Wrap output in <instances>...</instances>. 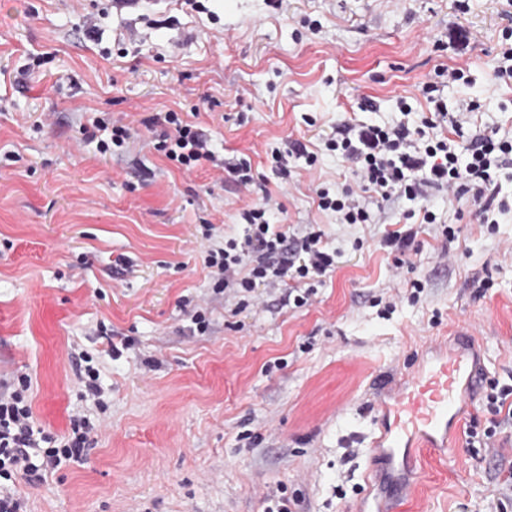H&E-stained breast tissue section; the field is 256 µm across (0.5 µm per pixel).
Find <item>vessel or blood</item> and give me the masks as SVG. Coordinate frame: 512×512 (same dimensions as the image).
<instances>
[{"mask_svg": "<svg viewBox=\"0 0 512 512\" xmlns=\"http://www.w3.org/2000/svg\"><path fill=\"white\" fill-rule=\"evenodd\" d=\"M455 334V348L402 367L400 391L379 406V434L373 445L408 464L405 475L391 486L396 498H408L419 485V453L447 447L463 413L473 405L480 356L471 344L470 328L457 326Z\"/></svg>", "mask_w": 512, "mask_h": 512, "instance_id": "b4317fda", "label": "vessel or blood"}]
</instances>
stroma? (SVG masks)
I'll return each mask as SVG.
<instances>
[{"label": "stroma", "mask_w": 512, "mask_h": 512, "mask_svg": "<svg viewBox=\"0 0 512 512\" xmlns=\"http://www.w3.org/2000/svg\"><path fill=\"white\" fill-rule=\"evenodd\" d=\"M510 27L512 0H112L103 13L0 0V380L30 377L45 433L77 413L96 426L79 461L16 476L28 512H265L277 492L290 512H512L510 427L492 447L460 432L423 457L404 504L370 448L398 368L454 346L453 323L469 325L486 379L512 384V181L489 208L434 194L432 224L404 199L342 224L314 193L352 183L326 147L339 126L419 124L442 66L468 64L469 84L439 95L477 100L472 129H512V80L495 73ZM170 111L194 114L219 155L250 159L257 184L206 161L183 172L138 137L104 155L80 132L89 112L139 131ZM291 141L315 165L272 171L267 150ZM265 188L283 206L272 223L320 231L336 254L309 305L284 302L291 279L213 290L207 250L242 237ZM404 226L399 268L383 240Z\"/></svg>", "instance_id": "stroma-1"}]
</instances>
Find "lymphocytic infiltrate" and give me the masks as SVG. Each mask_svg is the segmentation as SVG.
Segmentation results:
<instances>
[{
    "instance_id": "1",
    "label": "lymphocytic infiltrate",
    "mask_w": 512,
    "mask_h": 512,
    "mask_svg": "<svg viewBox=\"0 0 512 512\" xmlns=\"http://www.w3.org/2000/svg\"><path fill=\"white\" fill-rule=\"evenodd\" d=\"M436 90L433 84L423 88L424 95L432 99L433 112L422 117L418 127L403 122L348 123L328 139V150L350 162L354 183L338 192L316 188L321 211L335 213L344 224L369 223L370 213L358 199L362 193L380 204L401 197L423 202L434 191L458 197L471 192L487 202L495 201L502 190V172L512 170V135L478 133L469 136L466 146H459L454 136L462 132L477 105L464 102L456 111H449L436 98ZM164 121L172 125V132L154 133L151 118L144 126L150 132L149 145L167 160L187 172L204 161L216 167L224 165L241 185L254 184L250 162L225 165L196 123L173 111L165 114ZM438 127L451 128L452 136L435 135ZM276 205L272 194L263 192L241 212L245 222L242 238L227 239L208 250L205 265L216 278V292L232 289L251 294L286 277L312 280L334 270L336 255L324 248L321 232L296 236L286 225L270 223L268 216ZM30 384L25 376L14 385L0 382V480H11L18 472L39 480L45 471L79 460L93 430L86 418L75 417L67 435L57 439L44 433L33 419L27 397ZM511 398L512 384L489 382L484 399L488 418L467 428L468 444L490 445L502 419L512 420V408L506 406Z\"/></svg>"
}]
</instances>
